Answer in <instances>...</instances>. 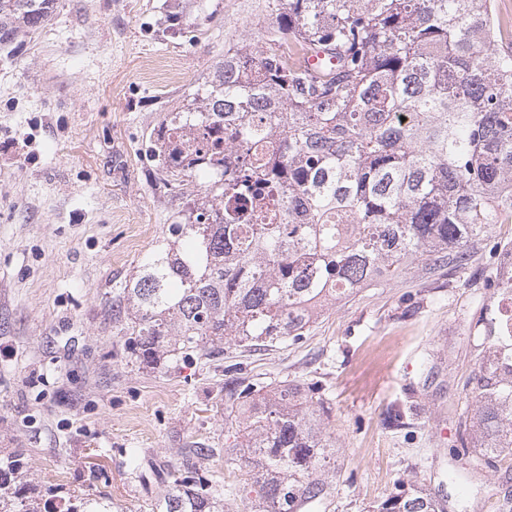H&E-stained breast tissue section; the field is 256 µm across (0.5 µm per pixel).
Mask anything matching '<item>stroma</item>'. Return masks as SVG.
I'll return each instance as SVG.
<instances>
[{
  "mask_svg": "<svg viewBox=\"0 0 512 512\" xmlns=\"http://www.w3.org/2000/svg\"><path fill=\"white\" fill-rule=\"evenodd\" d=\"M245 0H55L43 28L0 53V457L27 495H110L153 512L194 450L229 512H249L231 464L227 387H313L336 443L327 485L299 512H371L415 484L440 512H512V458L457 455L478 354L501 295L494 261L409 265L329 306L299 341L143 363L121 288L198 186L161 181L146 151L226 45L249 38ZM402 426L388 425V414Z\"/></svg>",
  "mask_w": 512,
  "mask_h": 512,
  "instance_id": "1",
  "label": "stroma"
}]
</instances>
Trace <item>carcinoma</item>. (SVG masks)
<instances>
[{
    "label": "carcinoma",
    "instance_id": "obj_1",
    "mask_svg": "<svg viewBox=\"0 0 512 512\" xmlns=\"http://www.w3.org/2000/svg\"><path fill=\"white\" fill-rule=\"evenodd\" d=\"M53 0H0V51L40 29ZM264 44L224 49L213 78L166 113L147 150L162 180L194 179L166 239L118 294L130 348L153 364L209 344L300 340L324 309L421 261L461 268L512 223V50L492 0H263ZM295 49L298 57L288 56ZM335 63L306 67L311 52ZM212 153L189 151L196 127ZM462 447L512 456V331L483 349ZM242 454L262 512L324 491L327 412L299 385L239 380ZM0 463V512H40ZM64 512H112L76 498ZM156 512H224L180 465ZM374 512H438L420 487Z\"/></svg>",
    "mask_w": 512,
    "mask_h": 512
}]
</instances>
